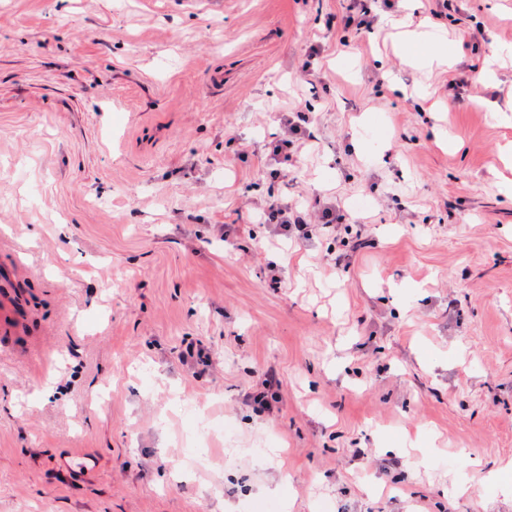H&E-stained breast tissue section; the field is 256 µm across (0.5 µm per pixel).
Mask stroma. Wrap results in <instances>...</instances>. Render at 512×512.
Segmentation results:
<instances>
[{
  "instance_id": "stroma-1",
  "label": "stroma",
  "mask_w": 512,
  "mask_h": 512,
  "mask_svg": "<svg viewBox=\"0 0 512 512\" xmlns=\"http://www.w3.org/2000/svg\"><path fill=\"white\" fill-rule=\"evenodd\" d=\"M452 4L357 34L345 0H0V512H512V0ZM284 194L346 227L272 247L249 208ZM445 55H448V45L445 43H428L417 38L405 46L406 59L417 65L430 64ZM312 114L299 103L292 111L273 113V121L278 124L282 136L265 145V163L273 178L279 177L281 170L278 165L288 163L293 166L301 156L303 148L313 141L314 136L309 130Z\"/></svg>"
}]
</instances>
